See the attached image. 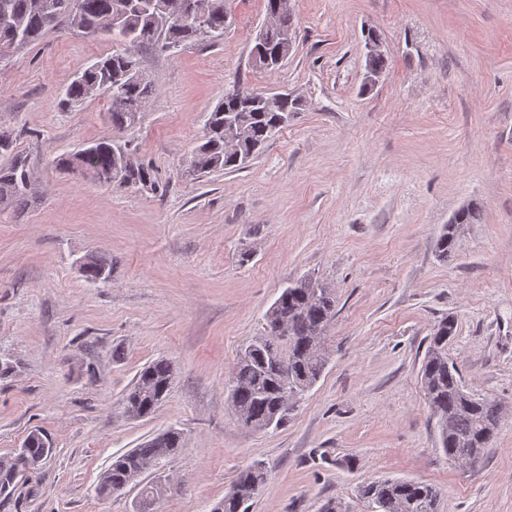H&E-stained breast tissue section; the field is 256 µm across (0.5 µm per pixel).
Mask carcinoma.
I'll return each instance as SVG.
<instances>
[{
	"instance_id": "1",
	"label": "carcinoma",
	"mask_w": 512,
	"mask_h": 512,
	"mask_svg": "<svg viewBox=\"0 0 512 512\" xmlns=\"http://www.w3.org/2000/svg\"><path fill=\"white\" fill-rule=\"evenodd\" d=\"M86 35L105 32L116 45L65 87L62 106L69 108L100 93L109 99L112 128L136 127L143 111L157 94L140 69L139 52L161 45L168 49L187 43L215 41L229 28L224 0H0V62L13 58L45 31L62 24ZM293 10L282 7L264 34V49L274 52L288 33H297ZM300 110L295 98L284 96L277 111L247 107L235 100L220 102L205 116L203 135L194 149V170L237 171L247 167L250 155L283 129L280 118ZM0 203L24 211L34 202L35 191L26 161L15 152L12 135L0 130ZM58 169L108 185L114 190L137 189L155 193V169L140 159L130 141L121 136L103 137L56 160ZM455 248L454 229L445 228L437 239L442 258ZM80 271L90 283H106L112 263L90 255ZM336 314V296L328 283L303 277L283 288L264 316L263 331L238 354L227 383L228 399L242 426L265 431L281 429L303 396L320 380L327 362L325 335ZM454 322H438L421 367L425 398L439 426V445L457 462L475 447L489 448L500 422L495 402L469 394L456 367L448 361V342ZM176 366L158 359L144 366L126 390L128 414L145 417L166 398L175 380ZM183 448L180 431L171 428L112 460L97 485V494L108 498L122 492L145 472L157 467ZM54 448L39 430L31 431L21 448L0 456V503L14 497L19 477L52 456ZM267 477L260 463L241 470L230 491L214 512H247ZM175 490L169 480L143 487L136 512ZM360 496L372 512H437L439 491L413 480L383 479L363 484Z\"/></svg>"
}]
</instances>
